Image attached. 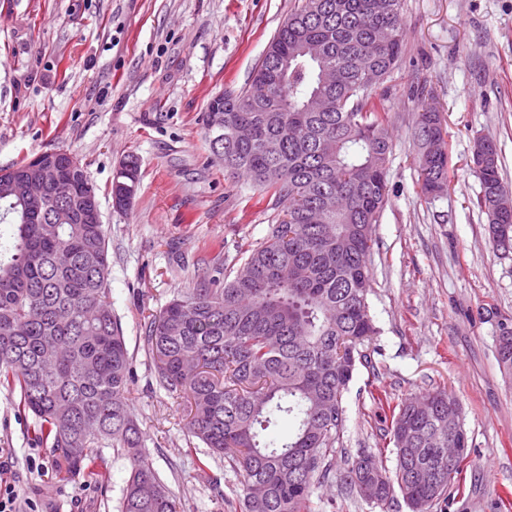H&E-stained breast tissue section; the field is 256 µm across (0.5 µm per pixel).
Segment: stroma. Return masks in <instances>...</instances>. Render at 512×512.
I'll return each mask as SVG.
<instances>
[{
  "instance_id": "obj_1",
  "label": "stroma",
  "mask_w": 512,
  "mask_h": 512,
  "mask_svg": "<svg viewBox=\"0 0 512 512\" xmlns=\"http://www.w3.org/2000/svg\"><path fill=\"white\" fill-rule=\"evenodd\" d=\"M298 0H0V169L50 150L75 155L98 186L109 238L112 309L132 358V402L149 463L180 512H240L242 476L212 460L199 471L183 400L159 389L142 336L151 314L194 287L214 262L233 271L263 242L286 203L272 204L211 151L201 117L244 86ZM404 55L377 94L392 150L388 201L369 256L370 361L344 395L336 444L344 472L364 451L394 471L396 453L376 401L432 391L461 405L470 454L447 512H512V378L495 358L497 322L512 319V257L493 249L471 168L476 136L497 142L512 184V0H404ZM440 111L449 186L422 194L413 132L418 111ZM136 156L129 209L108 193ZM0 386V448L39 512H117L128 460L106 451L95 471L41 474L49 443ZM308 512H409L401 497L377 506L340 481L313 485Z\"/></svg>"
}]
</instances>
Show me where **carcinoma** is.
Segmentation results:
<instances>
[{"mask_svg": "<svg viewBox=\"0 0 512 512\" xmlns=\"http://www.w3.org/2000/svg\"><path fill=\"white\" fill-rule=\"evenodd\" d=\"M404 0H301L274 33L248 83L231 90L224 112L202 124L224 168L274 202L292 207L250 251L234 277L203 278L151 316L143 346L159 388L186 398L188 431L241 473V512H306L316 482L336 476L344 394L356 363L368 361L376 327L367 261L388 196L387 113L365 69L391 77L403 53ZM389 29L394 40L377 41ZM253 129L239 143L233 126ZM414 139L421 191L448 188L441 114L418 113ZM490 164L477 172L487 228L507 225L499 201L512 191L499 149L482 138ZM33 173L24 161L0 169V385L19 389V407L53 448L58 474L98 470L104 449L129 460L119 512H177L145 452L131 399V357L110 301L109 243L101 224L83 222V199L98 196L86 170L46 189L39 205L18 199L12 181ZM499 366L512 371V332L499 329ZM388 407L394 475L371 454L355 458L340 482L359 491L374 481L384 505L400 493L410 512H435L468 457L464 426L442 415L446 391ZM283 418L294 432L270 434ZM460 455L448 463L442 449Z\"/></svg>", "mask_w": 512, "mask_h": 512, "instance_id": "obj_1", "label": "carcinoma"}]
</instances>
